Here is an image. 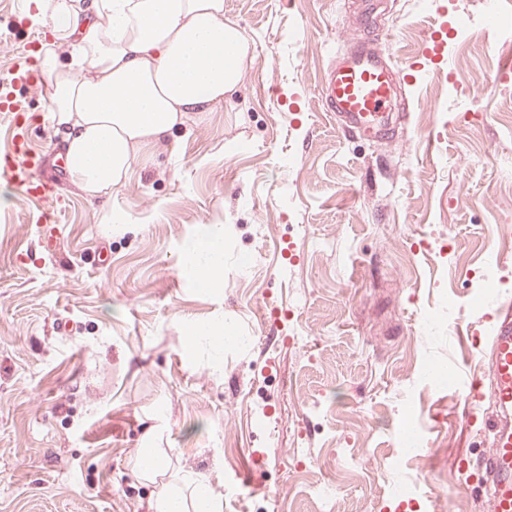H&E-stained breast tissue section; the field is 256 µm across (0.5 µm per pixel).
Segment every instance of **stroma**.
I'll use <instances>...</instances> for the list:
<instances>
[{"label": "stroma", "instance_id": "stroma-1", "mask_svg": "<svg viewBox=\"0 0 512 512\" xmlns=\"http://www.w3.org/2000/svg\"><path fill=\"white\" fill-rule=\"evenodd\" d=\"M373 3L224 0L250 44L240 86L92 198L45 92L16 86L56 211L38 223L0 187V512H149L148 445L208 476L222 512H486L461 461L487 447L467 385L512 298V30L483 0ZM31 5L0 0V77L47 40ZM442 20L444 68L400 93L390 139L325 112L347 34L405 67ZM199 224L224 227L211 290L186 267ZM219 317L240 341L217 370L184 337ZM433 362L453 388L426 385Z\"/></svg>", "mask_w": 512, "mask_h": 512}]
</instances>
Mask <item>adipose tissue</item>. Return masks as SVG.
Returning <instances> with one entry per match:
<instances>
[{"instance_id": "1", "label": "adipose tissue", "mask_w": 512, "mask_h": 512, "mask_svg": "<svg viewBox=\"0 0 512 512\" xmlns=\"http://www.w3.org/2000/svg\"><path fill=\"white\" fill-rule=\"evenodd\" d=\"M31 24L50 30L38 56L52 125L73 184L94 197L123 184L146 148L167 142L190 113L235 90L248 42L224 19V0H33ZM216 287L224 232L202 224L187 262ZM166 449L143 448L142 478L159 481L151 512H221L208 479L171 469Z\"/></svg>"}]
</instances>
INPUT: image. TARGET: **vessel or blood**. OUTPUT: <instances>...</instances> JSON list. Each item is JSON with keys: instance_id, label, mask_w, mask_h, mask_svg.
Here are the masks:
<instances>
[{"instance_id": "b4317fda", "label": "vessel or blood", "mask_w": 512, "mask_h": 512, "mask_svg": "<svg viewBox=\"0 0 512 512\" xmlns=\"http://www.w3.org/2000/svg\"><path fill=\"white\" fill-rule=\"evenodd\" d=\"M445 25L431 29L417 53V61L440 64L445 58ZM412 68H396L361 40H354L324 81L328 112L344 131L369 140L384 139L391 127L394 88L408 84ZM33 89L37 78L30 61H22L10 80L0 83V114L14 131L13 148L0 155V186L28 200H51L49 184L30 178L29 169L40 162L31 151L29 125L13 93L15 85ZM486 384L471 385L476 402L488 405L485 428L488 448L477 467V484L486 495L489 512H512V302L500 303L484 354Z\"/></svg>"}]
</instances>
